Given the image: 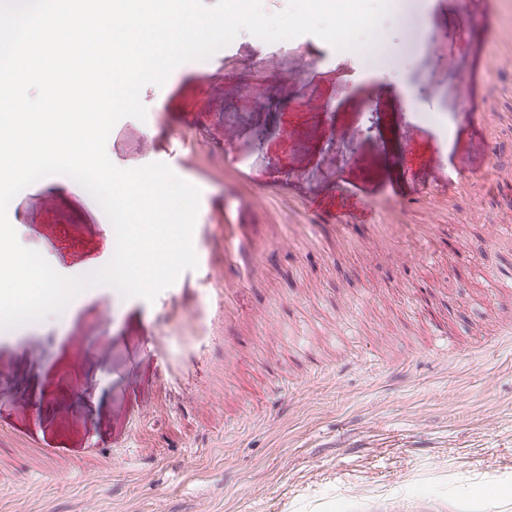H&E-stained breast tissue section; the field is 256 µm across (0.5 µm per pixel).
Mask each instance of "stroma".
I'll list each match as a JSON object with an SVG mask.
<instances>
[{
	"label": "stroma",
	"mask_w": 512,
	"mask_h": 512,
	"mask_svg": "<svg viewBox=\"0 0 512 512\" xmlns=\"http://www.w3.org/2000/svg\"><path fill=\"white\" fill-rule=\"evenodd\" d=\"M378 32V72L243 31L142 88L106 153L199 188L198 266L0 329V512H512V0H400ZM255 63L260 90L232 82ZM7 215L63 276L112 258L67 176Z\"/></svg>",
	"instance_id": "stroma-1"
}]
</instances>
